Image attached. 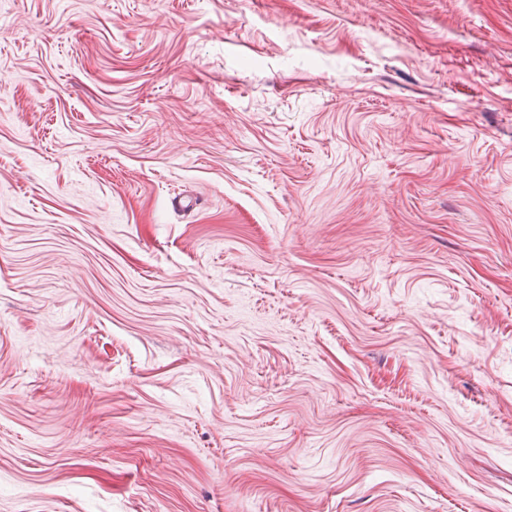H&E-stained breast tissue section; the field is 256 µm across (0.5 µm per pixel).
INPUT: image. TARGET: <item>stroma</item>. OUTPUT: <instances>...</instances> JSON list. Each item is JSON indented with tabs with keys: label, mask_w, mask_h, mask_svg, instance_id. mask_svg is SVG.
Here are the masks:
<instances>
[{
	"label": "stroma",
	"mask_w": 512,
	"mask_h": 512,
	"mask_svg": "<svg viewBox=\"0 0 512 512\" xmlns=\"http://www.w3.org/2000/svg\"><path fill=\"white\" fill-rule=\"evenodd\" d=\"M0 512H512V0H0Z\"/></svg>",
	"instance_id": "35a3bbf8"
}]
</instances>
